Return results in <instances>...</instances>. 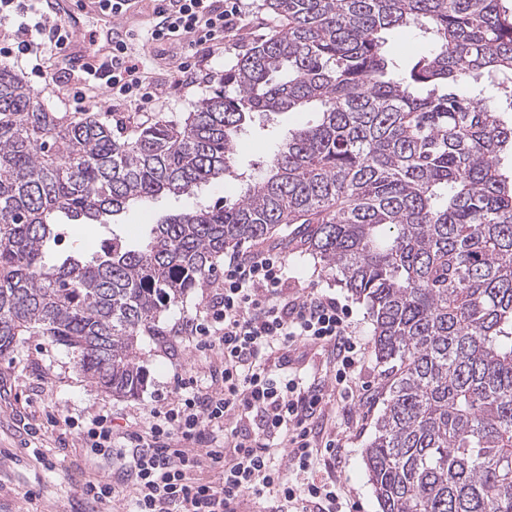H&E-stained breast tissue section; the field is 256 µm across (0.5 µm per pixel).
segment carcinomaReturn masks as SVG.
Returning a JSON list of instances; mask_svg holds the SVG:
<instances>
[{
  "label": "carcinoma",
  "instance_id": "cac0c4a2",
  "mask_svg": "<svg viewBox=\"0 0 512 512\" xmlns=\"http://www.w3.org/2000/svg\"><path fill=\"white\" fill-rule=\"evenodd\" d=\"M280 22L183 122L119 141L0 66V356L48 336L104 392L145 386L141 336L224 253L303 231L366 302L388 399L365 451L381 512H512V0H265ZM427 51L402 67L384 34ZM310 112L243 194L48 260L59 224L239 180L257 116Z\"/></svg>",
  "mask_w": 512,
  "mask_h": 512
}]
</instances>
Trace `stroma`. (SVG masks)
Segmentation results:
<instances>
[{
  "instance_id": "stroma-1",
  "label": "stroma",
  "mask_w": 512,
  "mask_h": 512,
  "mask_svg": "<svg viewBox=\"0 0 512 512\" xmlns=\"http://www.w3.org/2000/svg\"><path fill=\"white\" fill-rule=\"evenodd\" d=\"M244 3L245 19L235 35L225 39L224 52L212 59L208 74L198 75L194 83L180 85L176 72L186 59L185 45L146 42L143 34L153 21V2L137 0L128 30L139 37L137 49L147 65L157 99L151 109L144 110L113 99L111 90L97 88L89 91L87 105L96 108L101 119L111 124L115 138L122 141L132 138L137 127L147 121L180 122L198 99L218 88L225 70L236 63L251 42L278 28L279 22L266 10L264 0ZM72 68L68 58L54 55L44 61L42 76H35L26 65H16L15 70L40 92L45 107L54 112H69L73 109L70 89L76 84L70 76ZM307 118L304 112H284L256 119L235 147L241 169L251 174L257 172L275 148L272 130L300 126ZM236 194L235 185L209 183L193 195L164 197L151 207L131 211L114 230L138 245L145 237L144 225L155 223L159 217L222 198L232 200ZM269 248L280 249L286 256L285 295H295L301 288H315L336 295L353 311L352 334L365 347L358 381L359 401L351 403L341 398L328 355L317 345H297L291 353L289 371L303 382L317 379L324 383L328 397L324 415L315 425L322 428L324 438L338 440L343 449L340 462L332 464L331 470L339 476L357 512H380L363 455L387 396L388 374L376 358L367 305L315 264L294 234L286 232L262 244L245 245L243 252L255 255ZM218 296L215 286L197 288L183 303L163 313L157 324L158 335L143 339L140 363L147 384L135 398H117L103 392L84 375L70 352L44 336L20 337L8 355L0 356V512H74L80 494L76 474L81 470L116 486H126L127 468L122 459L125 432L144 420L156 400L167 396L176 375L192 372L202 390L211 384L209 371L219 365V355L196 349L187 337L178 334L177 326L183 318L203 314ZM97 412L112 419L114 447L108 459L92 458L78 435L62 434L54 424L60 417ZM28 425L38 428L36 439H28L25 434ZM36 448L51 458V465L35 460L32 451Z\"/></svg>"
}]
</instances>
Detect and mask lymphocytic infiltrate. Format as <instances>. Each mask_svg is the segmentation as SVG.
<instances>
[{
  "instance_id": "f902f5d3",
  "label": "lymphocytic infiltrate",
  "mask_w": 512,
  "mask_h": 512,
  "mask_svg": "<svg viewBox=\"0 0 512 512\" xmlns=\"http://www.w3.org/2000/svg\"><path fill=\"white\" fill-rule=\"evenodd\" d=\"M155 15L148 41L189 43L199 71L236 31L241 0H227L221 9L215 0H156ZM5 19L18 21L24 38L1 43L0 61L26 57L37 72L42 54L61 52L71 42L69 27L48 21L39 0H0ZM144 70L142 58L122 41L100 65L82 66L80 79L145 102ZM222 286L205 317L185 319L180 327L201 349L220 354L218 379L204 393L196 376L177 377L170 398L125 436L133 512H238L245 497L267 494L276 499L277 512H344L343 486L317 474L321 457L339 453L335 440L317 442L310 428L325 405L324 387L303 384L268 360L299 343L319 345L336 360L338 392L354 396L365 352L351 334L348 306L315 289L286 298V260L277 250L230 255ZM229 420L239 426L224 448L214 433ZM276 438L285 440L284 450L269 447ZM205 461L219 468L218 482L192 477Z\"/></svg>"
}]
</instances>
